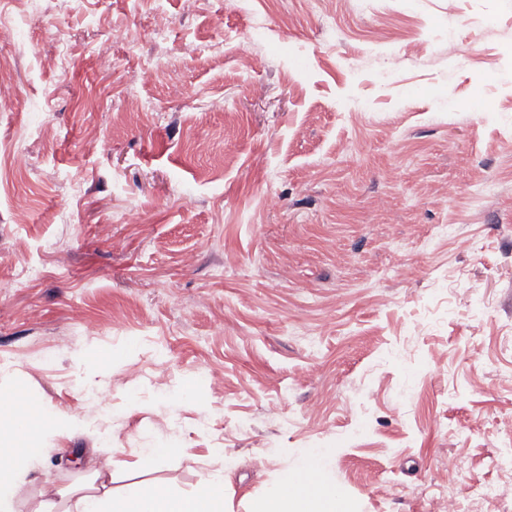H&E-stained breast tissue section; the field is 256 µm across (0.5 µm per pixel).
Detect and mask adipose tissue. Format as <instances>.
<instances>
[{
	"instance_id": "1",
	"label": "adipose tissue",
	"mask_w": 512,
	"mask_h": 512,
	"mask_svg": "<svg viewBox=\"0 0 512 512\" xmlns=\"http://www.w3.org/2000/svg\"><path fill=\"white\" fill-rule=\"evenodd\" d=\"M41 422L19 416L0 441L11 443L8 454L0 456V512H16L19 487L27 480L39 448L19 447V440L41 430ZM335 455L331 448H303L296 464L284 471L278 483L259 499L252 512H354L344 493L329 477V464ZM77 512H223L224 473H210L188 493L170 490L161 484L145 486L131 499L117 501L111 492L85 495L77 502Z\"/></svg>"
}]
</instances>
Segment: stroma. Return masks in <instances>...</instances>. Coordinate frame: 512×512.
I'll return each mask as SVG.
<instances>
[{"instance_id":"35a3bbf8","label":"stroma","mask_w":512,"mask_h":512,"mask_svg":"<svg viewBox=\"0 0 512 512\" xmlns=\"http://www.w3.org/2000/svg\"><path fill=\"white\" fill-rule=\"evenodd\" d=\"M0 25V147L30 160L0 179V398L82 420L43 432L20 512L219 467L249 512L300 448L335 449L356 512H432L448 468L461 512H512V0H0ZM179 448L174 438L158 444L155 448L141 449L140 461L144 469L152 470L161 466L168 458L177 454Z\"/></svg>"}]
</instances>
